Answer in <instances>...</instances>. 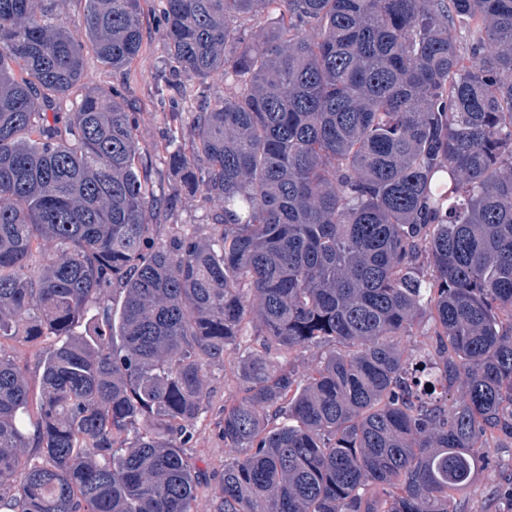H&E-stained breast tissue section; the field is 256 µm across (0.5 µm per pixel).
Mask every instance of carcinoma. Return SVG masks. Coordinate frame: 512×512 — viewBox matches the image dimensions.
Returning <instances> with one entry per match:
<instances>
[{
  "instance_id": "carcinoma-1",
  "label": "carcinoma",
  "mask_w": 512,
  "mask_h": 512,
  "mask_svg": "<svg viewBox=\"0 0 512 512\" xmlns=\"http://www.w3.org/2000/svg\"><path fill=\"white\" fill-rule=\"evenodd\" d=\"M48 2L0 0V338H57L36 399L0 354V509L192 512L202 378L251 324L213 512H463L512 439V0H163L169 164L219 203L165 240L122 91L47 112L85 43L139 56L141 0H86L84 41ZM425 318L429 359L397 342ZM328 343L303 382L270 355Z\"/></svg>"
}]
</instances>
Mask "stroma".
<instances>
[{
  "label": "stroma",
  "mask_w": 512,
  "mask_h": 512,
  "mask_svg": "<svg viewBox=\"0 0 512 512\" xmlns=\"http://www.w3.org/2000/svg\"><path fill=\"white\" fill-rule=\"evenodd\" d=\"M143 48L140 55L124 70L105 67L93 51L85 53V68L81 91L89 89L110 90L121 85L135 109L140 112L139 143L144 150L150 178V189L155 198L172 201L173 206L161 214L157 221L159 236H166L171 226H178L186 233L206 229L213 204L187 195L174 196L175 175L169 169L166 153L161 146L165 135L175 134L187 139L192 127V103H185L180 114L168 113L155 95L157 84L169 75L165 54V41L160 25V0H145L141 15ZM50 336L31 340L28 336H11L0 340V352L10 356L22 368L31 383H39L41 371L38 354L53 344ZM256 336L240 337L224 354L221 365L207 368L204 377L203 410L193 427V439L184 453L196 467L198 487L195 512H212V496L224 474L226 460L237 456L238 451L225 443L220 432L225 407L236 403L243 395L238 369L245 351L260 348ZM485 464L477 469L469 486L462 494L466 512H512V505L501 502L492 487L498 478L496 464L512 459V440L497 436L489 439L483 450Z\"/></svg>",
  "instance_id": "1"
}]
</instances>
